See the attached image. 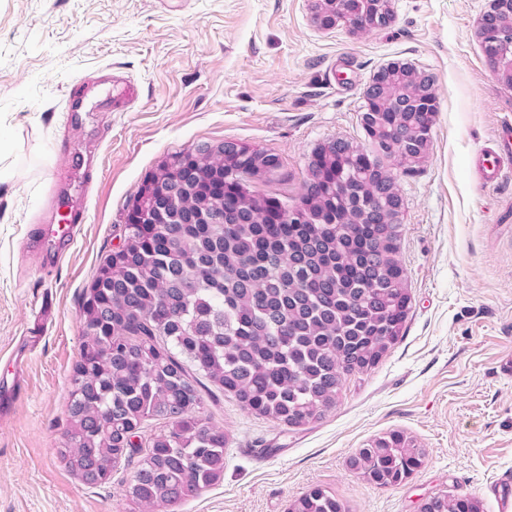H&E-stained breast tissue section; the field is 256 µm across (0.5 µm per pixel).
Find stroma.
<instances>
[{
	"mask_svg": "<svg viewBox=\"0 0 512 512\" xmlns=\"http://www.w3.org/2000/svg\"><path fill=\"white\" fill-rule=\"evenodd\" d=\"M313 2L0 0V170L10 175L0 183V376L41 303L55 307L28 356L27 389L0 420V512H139L126 494L138 455L93 487L59 450L83 290L121 244L147 176L174 153L234 140L281 163L253 189L296 202L320 144L367 146L363 96L393 62L431 74L438 101L425 162L397 175L412 296L403 337L310 425L205 397L204 418L229 437L224 474L158 512H287L317 486L348 512H419L434 494L500 512L498 482L512 474V171L484 187L473 162L512 119V88L497 82L476 35L489 0H391L387 27L356 33L317 27ZM117 78L132 102L113 98ZM64 162L59 206L88 222L68 260L33 267L22 242ZM391 430L426 455L404 483L380 488L348 459Z\"/></svg>",
	"mask_w": 512,
	"mask_h": 512,
	"instance_id": "stroma-1",
	"label": "stroma"
}]
</instances>
